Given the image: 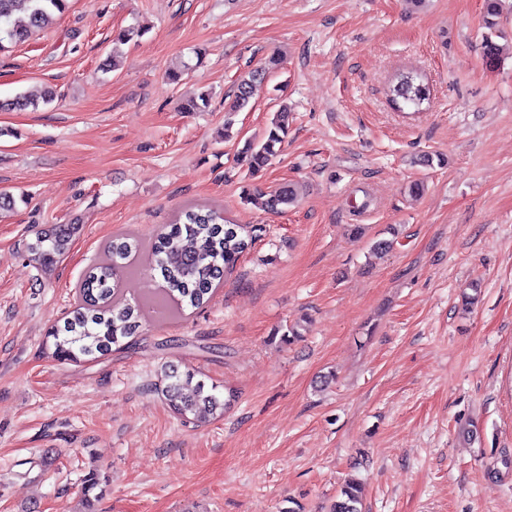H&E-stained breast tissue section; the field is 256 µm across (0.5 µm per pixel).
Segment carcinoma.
<instances>
[{
	"label": "carcinoma",
	"mask_w": 512,
	"mask_h": 512,
	"mask_svg": "<svg viewBox=\"0 0 512 512\" xmlns=\"http://www.w3.org/2000/svg\"><path fill=\"white\" fill-rule=\"evenodd\" d=\"M505 0H483V25L487 29L482 38L486 66L501 63L502 48L494 40L498 36L499 19ZM67 0H0V50L4 42L25 40L33 30L49 25L56 15L66 9ZM279 59L270 57L261 69H256L237 84L232 101L225 108L224 129L230 131L233 117L250 104L256 86L265 75L278 68ZM417 90L400 92L392 86V102L399 108L419 106L417 98L427 100L429 88L418 82ZM55 92L47 91L37 100L17 97L0 101V110L38 108L49 104ZM291 112L283 104L273 113L262 137L248 141L239 152L249 176L260 174L288 136ZM297 201L294 185L288 184L270 192L261 205L271 213H282ZM255 237L241 224H228L224 214L215 209L189 208L173 224L167 225L156 236L152 245L155 270L162 282L155 297L143 296L138 303L118 304L124 276L132 272V259L138 244L126 238H116L107 247L108 259L93 268L78 286L79 301L50 333L54 339L53 356L63 361H76L83 356H104L122 340L136 334L144 312H164L171 308L200 307L214 295L224 275L236 266L239 258L251 247ZM70 248V234L60 226L36 236L28 244L33 260L41 267L49 266ZM166 384L162 396L170 410L181 418L189 416L206 421L224 413L226 401L216 394V387L208 388L196 372L181 371L174 365L164 367ZM359 483L351 479L341 489L340 496L330 512H361Z\"/></svg>",
	"instance_id": "obj_1"
}]
</instances>
